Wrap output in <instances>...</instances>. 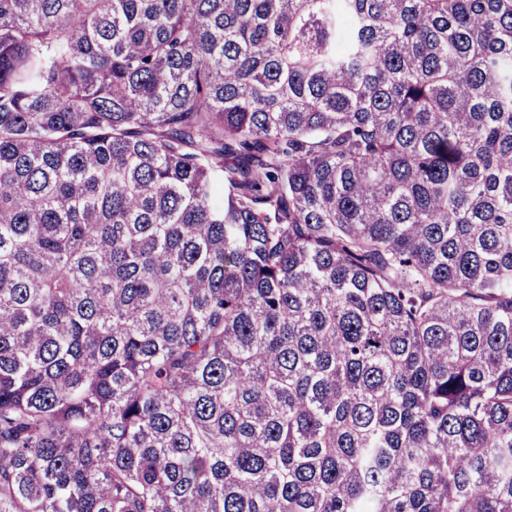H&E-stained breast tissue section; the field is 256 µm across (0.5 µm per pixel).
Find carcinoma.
<instances>
[{"label": "carcinoma", "mask_w": 512, "mask_h": 512, "mask_svg": "<svg viewBox=\"0 0 512 512\" xmlns=\"http://www.w3.org/2000/svg\"><path fill=\"white\" fill-rule=\"evenodd\" d=\"M0 512H512V0H0Z\"/></svg>", "instance_id": "cac0c4a2"}]
</instances>
